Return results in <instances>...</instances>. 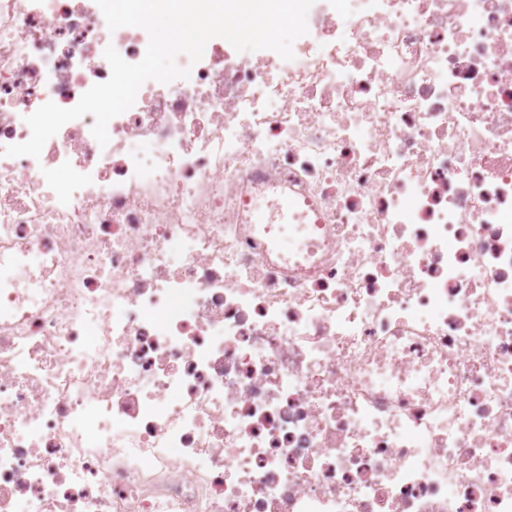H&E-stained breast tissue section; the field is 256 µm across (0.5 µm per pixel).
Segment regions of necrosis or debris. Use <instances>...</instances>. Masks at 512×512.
<instances>
[{"label":"necrosis or debris","instance_id":"obj_1","mask_svg":"<svg viewBox=\"0 0 512 512\" xmlns=\"http://www.w3.org/2000/svg\"><path fill=\"white\" fill-rule=\"evenodd\" d=\"M307 24L0 153V512H512V0ZM147 44L0 0V150Z\"/></svg>","mask_w":512,"mask_h":512}]
</instances>
